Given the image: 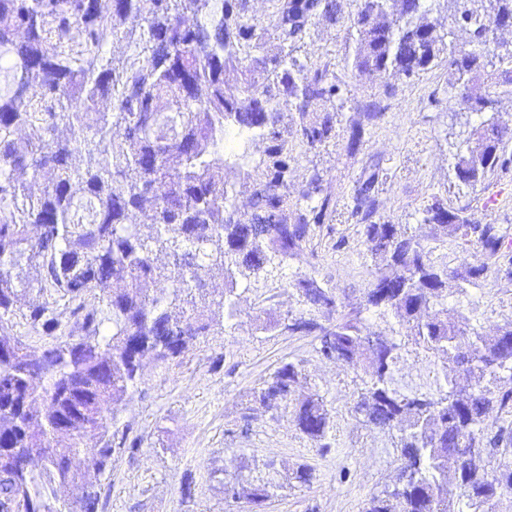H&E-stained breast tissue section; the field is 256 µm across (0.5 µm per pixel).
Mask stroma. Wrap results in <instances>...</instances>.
<instances>
[{"mask_svg":"<svg viewBox=\"0 0 512 512\" xmlns=\"http://www.w3.org/2000/svg\"><path fill=\"white\" fill-rule=\"evenodd\" d=\"M343 22L317 21L295 45L294 56L309 68H326L344 87L339 103H317L315 115L336 116V138L311 149L296 146L297 183L320 173L334 202L326 224L314 233L302 260L284 264L278 282L254 281L238 287L234 312L201 342L175 361H146L140 379L114 413L117 427L139 441L135 451L114 453L99 477L98 512H363L368 500L392 486L401 466L398 434L368 424L354 405L369 383L363 366H344L325 358L312 333L278 328L261 330L266 316L305 314L292 287L311 273L335 293L342 313L361 312L368 331L399 344L393 386L400 393L439 394L448 382L470 384L467 373L415 344L392 312L366 305V288L375 268L363 225L350 218L353 195L363 169L380 161L383 175L375 188L377 217L400 230L427 239L422 210L432 198L451 208H467L472 219L499 225L512 248V168L496 171L485 191L457 185L452 165L463 138L482 117L456 100L448 68L435 62L410 80L363 75L352 67L354 41L347 19L359 0H339ZM379 102L380 120L364 125L363 143L349 153L350 125L363 106ZM267 143L242 141L226 129L224 153L248 151L251 162L234 169L230 202L240 218L250 214V184ZM460 325L489 335L512 320V281L488 271L478 283H462L444 301ZM304 377L293 401L268 410L252 394L285 363ZM322 396L331 417L325 444L302 434L294 422L296 398ZM258 450L281 471L308 466V483L291 482L262 505L228 503L221 480L225 466ZM192 480V497L182 498L184 478Z\"/></svg>","mask_w":512,"mask_h":512,"instance_id":"1","label":"stroma"}]
</instances>
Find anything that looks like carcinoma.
<instances>
[{
	"mask_svg": "<svg viewBox=\"0 0 512 512\" xmlns=\"http://www.w3.org/2000/svg\"><path fill=\"white\" fill-rule=\"evenodd\" d=\"M275 2L283 48L302 41L317 20L339 21L338 0ZM425 2L360 0L349 25L354 68L410 79L445 53L460 103L477 114L494 111L496 88L512 84V48L498 41V32L512 29V0H478L476 8L473 0H448L451 23L469 28L470 49L446 42L443 26L427 20ZM131 15L144 16L145 25L124 32L136 54L116 68L100 41ZM268 35L232 0H0V47L11 53L12 82L30 88L25 98L0 94V512H96L97 476L116 451L138 449L112 421L143 360H173L224 325L239 279L301 256L312 227L333 212L318 174L295 185L293 143L312 149L336 138L334 115L309 114L341 98L342 85L289 51L264 54ZM493 59L501 81L483 89ZM231 67L259 72L266 84L247 78L228 95L224 71ZM76 93L83 112L67 110ZM282 102L298 115L291 131L279 125ZM228 126L269 141L247 224L227 208ZM509 140L511 124L480 122L457 154L456 178L475 192L483 188L496 169L512 165ZM380 173V162L368 166L350 212L379 259L366 302L394 312L416 344L467 366L478 384L461 396L401 395L391 388L399 344L387 338L367 352L370 385L355 411L400 434L403 465L400 495L375 497L366 512H477L481 502L512 491V467L476 473L469 465L478 448L506 454L512 446L506 431L488 435L493 410L512 412V388L496 386L500 373L512 374V344H505L512 321L491 336L472 335L445 307L427 321L421 313L492 266L511 280L512 252L503 250L497 225L476 224L465 209L435 198L422 210L433 241L460 239L478 252L457 272L434 248L375 220ZM147 203L151 222L142 224L137 213ZM216 279L224 282L220 291L208 287ZM293 288L309 317L269 320L262 329L317 330L323 356L355 365L360 322L326 308L335 295L315 276ZM61 300L74 319L66 340ZM17 319L47 337L40 355L12 334ZM481 351L496 353L499 367H480ZM301 376L296 365L282 366L253 392L254 401L278 407ZM295 422L311 440H324L331 421L323 398L298 400ZM240 468L273 473L276 463L254 453L241 457ZM78 481L81 497L57 507V489ZM222 485L230 501L254 503L286 482L258 476L246 486Z\"/></svg>",
	"mask_w": 512,
	"mask_h": 512,
	"instance_id": "obj_1",
	"label": "carcinoma"
}]
</instances>
